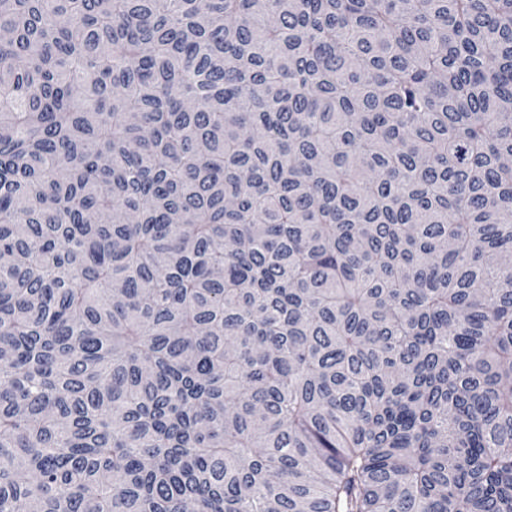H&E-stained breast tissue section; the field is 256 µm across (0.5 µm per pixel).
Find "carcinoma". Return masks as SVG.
<instances>
[{
  "mask_svg": "<svg viewBox=\"0 0 512 512\" xmlns=\"http://www.w3.org/2000/svg\"><path fill=\"white\" fill-rule=\"evenodd\" d=\"M512 512V0H0V512Z\"/></svg>",
  "mask_w": 512,
  "mask_h": 512,
  "instance_id": "carcinoma-1",
  "label": "carcinoma"
}]
</instances>
